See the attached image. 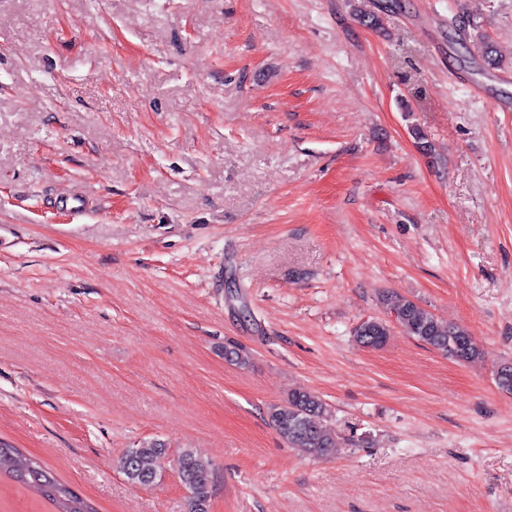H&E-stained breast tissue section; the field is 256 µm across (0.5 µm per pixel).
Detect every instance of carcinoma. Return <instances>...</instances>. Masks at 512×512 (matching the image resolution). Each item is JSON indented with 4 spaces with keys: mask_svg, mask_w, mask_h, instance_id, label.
Here are the masks:
<instances>
[{
    "mask_svg": "<svg viewBox=\"0 0 512 512\" xmlns=\"http://www.w3.org/2000/svg\"><path fill=\"white\" fill-rule=\"evenodd\" d=\"M353 16L368 28H380V16L362 5H355ZM475 43L485 64L491 68L502 64V55L483 34H476ZM379 303L407 335L459 362L480 359L484 351L474 336L464 327L440 320L435 314L406 297L384 292ZM390 327L384 320L362 322L354 332L355 341L362 347L378 348L386 344ZM224 359L239 367L250 363L241 346H224ZM496 387L512 394V362L500 363L494 373ZM327 412L325 402L315 393L293 389L288 396L268 408L267 416L279 436L291 448L304 450L313 459H322L336 447V437L323 424ZM167 456L164 443L145 441L129 448L118 462L127 481L147 486L161 479L163 460ZM178 477L188 492L187 512H209L215 490L214 472L191 449L185 448L175 460ZM8 476L24 487H33L54 508V512H97L93 503L61 482L42 461L26 455L19 448L0 442V475Z\"/></svg>",
    "mask_w": 512,
    "mask_h": 512,
    "instance_id": "1",
    "label": "carcinoma"
}]
</instances>
